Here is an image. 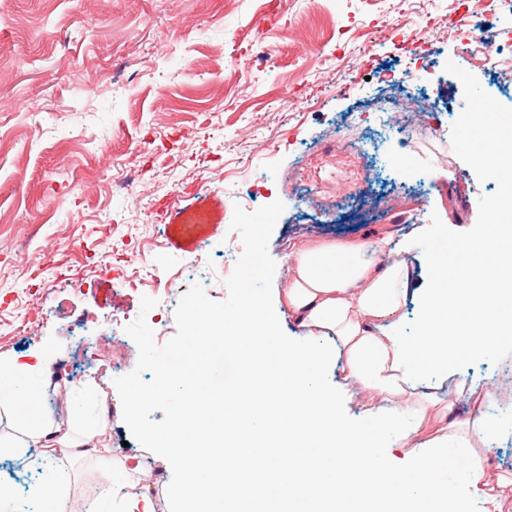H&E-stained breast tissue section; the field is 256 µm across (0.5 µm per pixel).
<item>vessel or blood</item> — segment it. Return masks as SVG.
<instances>
[{
    "mask_svg": "<svg viewBox=\"0 0 512 512\" xmlns=\"http://www.w3.org/2000/svg\"><path fill=\"white\" fill-rule=\"evenodd\" d=\"M226 203L222 197L201 193L176 194L165 209L162 221L169 248L187 255L221 231Z\"/></svg>",
    "mask_w": 512,
    "mask_h": 512,
    "instance_id": "b4317fda",
    "label": "vessel or blood"
}]
</instances>
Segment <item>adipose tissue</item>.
I'll return each mask as SVG.
<instances>
[{
	"label": "adipose tissue",
	"instance_id": "1",
	"mask_svg": "<svg viewBox=\"0 0 512 512\" xmlns=\"http://www.w3.org/2000/svg\"><path fill=\"white\" fill-rule=\"evenodd\" d=\"M386 236L370 240H299L288 245L278 316L301 331V343L276 332L262 296L242 288L236 310L208 325L200 310L189 315L182 350L191 358L219 352L238 377L217 396L183 373L165 378L183 407L155 446L170 454L181 475L169 493L179 512H502L512 481L489 461L505 427L481 416L470 425L428 428L452 410L439 392L468 389L459 364L512 353V190L470 238L456 242L458 263L446 250L447 231L428 242V288L412 295L410 246L385 264ZM418 307L414 335H400L408 301ZM335 341L342 382L331 389L323 369ZM360 415L348 423L338 400ZM33 372L0 365V414L12 434H0V454L40 443L56 426L39 409ZM389 443L415 451L410 470L392 468L382 453ZM31 494L41 512H64L66 472L45 458ZM464 477L452 485L448 471ZM109 483L126 488L119 512H153L139 488L144 469L122 464Z\"/></svg>",
	"mask_w": 512,
	"mask_h": 512
}]
</instances>
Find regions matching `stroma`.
I'll list each match as a JSON object with an SVG mask.
<instances>
[{
  "mask_svg": "<svg viewBox=\"0 0 512 512\" xmlns=\"http://www.w3.org/2000/svg\"><path fill=\"white\" fill-rule=\"evenodd\" d=\"M471 0H0V363L69 375L46 406L69 446L68 512L119 492L93 485L123 462L160 469L150 496L169 512L161 456L132 440L116 378L139 351L125 328L145 316L160 342L191 285L228 296L241 252L231 229L194 254L164 244V205L187 189L246 212L282 201L268 250L284 286L289 242L399 245L418 227L451 238L485 224L500 178L459 146L473 91L512 116V74L475 58L512 54V0L466 25ZM112 148L102 163L101 142ZM156 306L141 314L142 296ZM492 376L512 414V358L467 361ZM112 414L102 418L101 402ZM28 448L0 460L14 512L40 479Z\"/></svg>",
  "mask_w": 512,
  "mask_h": 512,
  "instance_id": "35a3bbf8",
  "label": "stroma"
}]
</instances>
